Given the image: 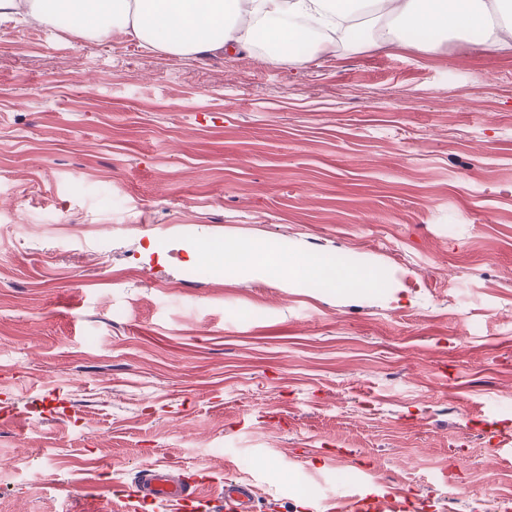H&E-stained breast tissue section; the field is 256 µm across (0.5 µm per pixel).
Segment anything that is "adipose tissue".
Here are the masks:
<instances>
[{
	"label": "adipose tissue",
	"instance_id": "obj_1",
	"mask_svg": "<svg viewBox=\"0 0 512 512\" xmlns=\"http://www.w3.org/2000/svg\"><path fill=\"white\" fill-rule=\"evenodd\" d=\"M18 14L99 40L118 29L145 48L193 59L248 49L261 36L273 59L301 65L311 57L314 28L324 31L326 49L341 41L434 53L449 38L475 34L486 46L512 51V0H0V18ZM218 250L242 271L257 268L258 256L267 254L276 273L309 284L336 288L368 281L318 257L296 260L259 241L208 243L200 254L207 258Z\"/></svg>",
	"mask_w": 512,
	"mask_h": 512
}]
</instances>
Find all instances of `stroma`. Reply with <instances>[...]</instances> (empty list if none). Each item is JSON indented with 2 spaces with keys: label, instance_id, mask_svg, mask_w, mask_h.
Listing matches in <instances>:
<instances>
[{
  "label": "stroma",
  "instance_id": "35a3bbf8",
  "mask_svg": "<svg viewBox=\"0 0 512 512\" xmlns=\"http://www.w3.org/2000/svg\"><path fill=\"white\" fill-rule=\"evenodd\" d=\"M261 240L373 288L229 275ZM512 54L188 59L0 20V512H512ZM167 465L150 463L139 471L131 500L139 504H157L169 512H192L199 508L194 483L176 480ZM224 482L225 512H253L256 497L255 487L245 482L231 481L232 484ZM410 509L407 496L393 491L384 495L353 497L336 507V511L344 512H405Z\"/></svg>",
  "mask_w": 512,
  "mask_h": 512
}]
</instances>
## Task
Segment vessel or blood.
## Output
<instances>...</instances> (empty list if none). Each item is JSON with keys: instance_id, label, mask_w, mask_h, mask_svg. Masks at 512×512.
<instances>
[{"instance_id": "vessel-or-blood-1", "label": "vessel or blood", "mask_w": 512, "mask_h": 512, "mask_svg": "<svg viewBox=\"0 0 512 512\" xmlns=\"http://www.w3.org/2000/svg\"><path fill=\"white\" fill-rule=\"evenodd\" d=\"M256 490L245 482L224 487V512H253ZM131 499L140 504L160 505L164 512H196V486L174 479L166 465L150 463L143 467L135 482ZM407 496L399 492L354 497L340 505L341 512H409Z\"/></svg>"}]
</instances>
